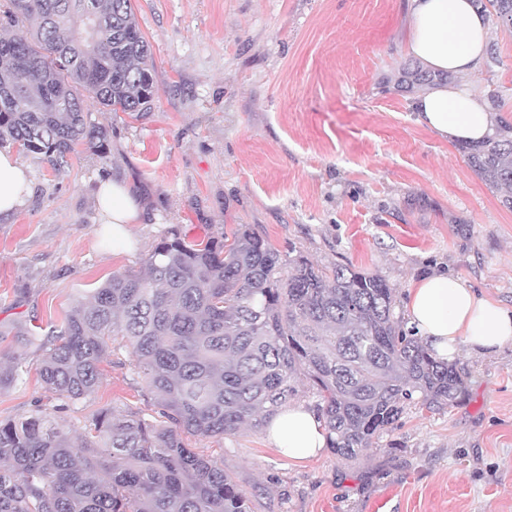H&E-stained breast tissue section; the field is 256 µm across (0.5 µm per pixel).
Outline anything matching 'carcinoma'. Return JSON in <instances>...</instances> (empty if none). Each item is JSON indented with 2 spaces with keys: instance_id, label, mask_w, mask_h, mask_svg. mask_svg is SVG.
Here are the masks:
<instances>
[{
  "instance_id": "carcinoma-1",
  "label": "carcinoma",
  "mask_w": 512,
  "mask_h": 512,
  "mask_svg": "<svg viewBox=\"0 0 512 512\" xmlns=\"http://www.w3.org/2000/svg\"><path fill=\"white\" fill-rule=\"evenodd\" d=\"M512 31V0H476ZM0 148L44 156L57 173L108 129L88 119L82 92L134 118L156 95L151 46L132 0H8L0 18ZM451 76L402 70L408 91ZM458 149L512 209V122ZM281 255L254 229L188 241L172 228L145 273H114L40 334L0 324L18 348L0 361V392L25 382L26 350L42 352L44 388L85 401L102 383L106 339H125L159 419L92 412L77 431L38 407L0 421V512H251L224 465L183 435H234L265 426L305 379L316 390L327 447L349 460L389 432L407 403L454 404L461 383L394 316L393 288L377 273L314 266Z\"/></svg>"
}]
</instances>
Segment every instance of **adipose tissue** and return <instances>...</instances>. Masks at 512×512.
<instances>
[{"instance_id":"adipose-tissue-1","label":"adipose tissue","mask_w":512,"mask_h":512,"mask_svg":"<svg viewBox=\"0 0 512 512\" xmlns=\"http://www.w3.org/2000/svg\"><path fill=\"white\" fill-rule=\"evenodd\" d=\"M409 52L435 71L469 76L483 63L489 44L484 15L473 0H408ZM420 124L453 141L481 140L491 128V115L472 90L440 86L414 99ZM28 166L10 152H0V216L21 210L31 194ZM99 222L112 236L113 247L129 244V227L140 220V208L129 190L109 178L95 190ZM410 325L435 354L453 360L461 347L475 353L496 352L512 342V309L478 296L448 276L423 279L407 304ZM269 441L296 462L317 456L326 445L324 424L316 412L291 406L265 426Z\"/></svg>"}]
</instances>
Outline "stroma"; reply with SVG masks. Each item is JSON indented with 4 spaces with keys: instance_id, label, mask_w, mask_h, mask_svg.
<instances>
[{
    "instance_id": "35a3bbf8",
    "label": "stroma",
    "mask_w": 512,
    "mask_h": 512,
    "mask_svg": "<svg viewBox=\"0 0 512 512\" xmlns=\"http://www.w3.org/2000/svg\"><path fill=\"white\" fill-rule=\"evenodd\" d=\"M132 3L153 53V109L133 119L88 102L108 145L79 147L63 173L24 155L32 195L0 217V322L61 324L112 274L143 271L169 228L199 241L240 224L280 254L380 274L401 321L410 289L438 274L512 307V210L457 142L417 122L413 94L399 87L412 60L406 0ZM489 32L499 65L451 81L498 96L512 121V32ZM104 173L146 214L120 250L94 205ZM40 361L29 351L25 384L0 393L1 421L38 404L79 428L102 408L154 416L126 350H111L102 386L66 409L43 387ZM454 365L464 384L456 403L407 405L352 460L328 448L289 460L260 428L185 443L223 462L252 512H367L388 489L389 512H512V343L488 355L461 350Z\"/></svg>"
}]
</instances>
